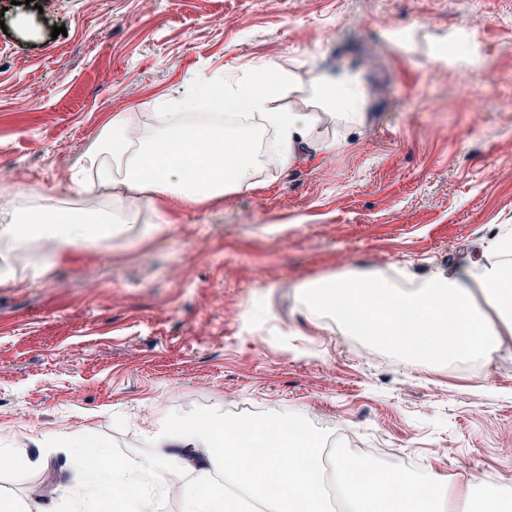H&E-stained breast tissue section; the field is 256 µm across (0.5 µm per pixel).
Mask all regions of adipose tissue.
Wrapping results in <instances>:
<instances>
[{
    "label": "adipose tissue",
    "mask_w": 512,
    "mask_h": 512,
    "mask_svg": "<svg viewBox=\"0 0 512 512\" xmlns=\"http://www.w3.org/2000/svg\"><path fill=\"white\" fill-rule=\"evenodd\" d=\"M211 94L214 110L199 115L203 94ZM305 94L309 111L282 107L284 99ZM365 88L357 73L339 70L319 74L301 85L295 73L268 63L233 84L213 76L196 80L194 92L180 101L177 112H116L103 126L88 153L91 175L75 172L72 181L81 194L112 190V205L61 224L45 222L43 202H21L0 210V285L14 283L11 257L43 246L48 261H56L90 245L125 237L130 227L150 237L167 215L159 199L173 198L203 205L224 195L253 188L269 165L287 169L303 150L317 154L334 149L323 140L322 122L347 127L364 123ZM143 134L134 139L132 127ZM196 154L194 168L168 157L169 144ZM155 213L156 223L142 221ZM296 293L304 314L336 316L353 310L357 317L378 319L381 332L397 350L415 353L414 335L431 344V366L458 359L486 363L512 335V225H497L483 251L465 256L460 265L431 270L403 285L375 269H351L299 280ZM404 315L393 323L391 312ZM269 421L228 422L219 416L204 421L161 420L148 431L146 446L135 467L89 464L84 451L92 440L68 437L81 478L70 499L78 512L86 496L108 503L110 512H138L149 491L166 489L173 470L189 475L180 498L181 512H241V502L259 512H512L504 494L482 491L483 480L452 482L427 473L418 477L403 465L384 472L403 490L393 500L379 482H353L354 460L342 450L324 452L325 431L303 428L300 435H283L262 463H254L230 438L265 443ZM292 459L281 469L280 455ZM223 475V484L213 481Z\"/></svg>",
    "instance_id": "1"
}]
</instances>
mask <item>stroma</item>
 I'll list each match as a JSON object with an SVG mask.
<instances>
[{
	"label": "stroma",
	"mask_w": 512,
	"mask_h": 512,
	"mask_svg": "<svg viewBox=\"0 0 512 512\" xmlns=\"http://www.w3.org/2000/svg\"><path fill=\"white\" fill-rule=\"evenodd\" d=\"M0 194L68 205L70 181L115 112H173L201 75L274 61L302 80L347 68L366 121L321 127L248 191L187 206L150 239L79 249L43 274L15 258L0 286V495L73 485L93 435L134 467L159 415L230 421L302 412L357 430L451 479L512 486V337L483 365L427 369L295 312L293 284L331 270L398 278L479 254L512 224V0H0ZM66 35L53 36L56 27Z\"/></svg>",
	"instance_id": "obj_1"
}]
</instances>
